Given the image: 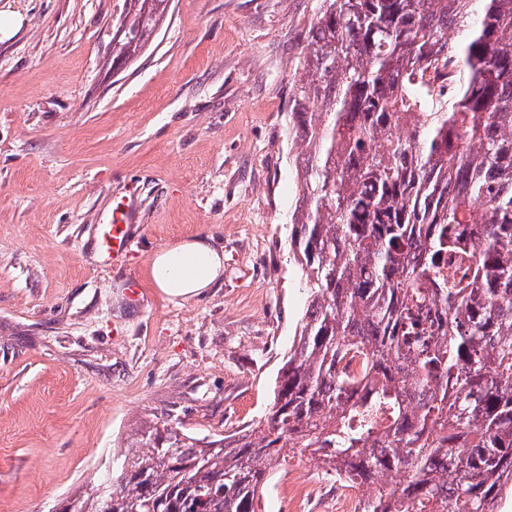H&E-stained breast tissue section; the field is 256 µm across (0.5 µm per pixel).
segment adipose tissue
<instances>
[{
    "label": "adipose tissue",
    "mask_w": 512,
    "mask_h": 512,
    "mask_svg": "<svg viewBox=\"0 0 512 512\" xmlns=\"http://www.w3.org/2000/svg\"><path fill=\"white\" fill-rule=\"evenodd\" d=\"M224 271V253L209 238L195 236L156 253L150 276L164 294L193 297L213 287Z\"/></svg>",
    "instance_id": "obj_1"
}]
</instances>
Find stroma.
<instances>
[{
  "label": "stroma",
  "instance_id": "obj_1",
  "mask_svg": "<svg viewBox=\"0 0 512 512\" xmlns=\"http://www.w3.org/2000/svg\"><path fill=\"white\" fill-rule=\"evenodd\" d=\"M125 8L0 0V512H53L144 422L204 437L264 420L305 313L289 108L318 0H171L116 72ZM116 195L135 218L111 261L95 239ZM194 235L224 274L170 299L150 262ZM308 471L298 454L271 474L264 512H291L292 472L302 512H329L335 478Z\"/></svg>",
  "mask_w": 512,
  "mask_h": 512
}]
</instances>
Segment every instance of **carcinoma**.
Listing matches in <instances>:
<instances>
[{
    "mask_svg": "<svg viewBox=\"0 0 512 512\" xmlns=\"http://www.w3.org/2000/svg\"><path fill=\"white\" fill-rule=\"evenodd\" d=\"M126 3L114 66L169 6ZM296 71L306 311L269 416L214 440L148 423L81 512H259L298 452L375 488L363 512L512 492V0H320Z\"/></svg>",
    "mask_w": 512,
    "mask_h": 512,
    "instance_id": "obj_1",
    "label": "carcinoma"
}]
</instances>
